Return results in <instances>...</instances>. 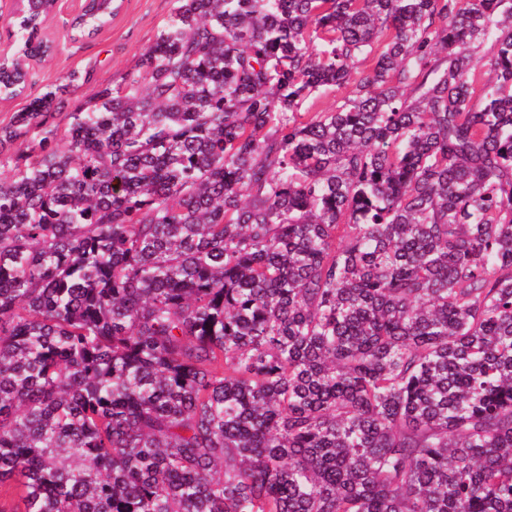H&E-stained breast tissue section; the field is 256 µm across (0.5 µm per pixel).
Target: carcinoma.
I'll return each mask as SVG.
<instances>
[{
    "instance_id": "1",
    "label": "carcinoma",
    "mask_w": 512,
    "mask_h": 512,
    "mask_svg": "<svg viewBox=\"0 0 512 512\" xmlns=\"http://www.w3.org/2000/svg\"><path fill=\"white\" fill-rule=\"evenodd\" d=\"M176 2L63 134L74 74L0 127V494L512 512V0ZM351 87H324L310 95L302 104V112H326L347 96Z\"/></svg>"
}]
</instances>
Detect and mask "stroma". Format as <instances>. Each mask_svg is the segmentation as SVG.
Listing matches in <instances>:
<instances>
[{"mask_svg": "<svg viewBox=\"0 0 512 512\" xmlns=\"http://www.w3.org/2000/svg\"><path fill=\"white\" fill-rule=\"evenodd\" d=\"M111 21L96 35L77 42L65 39L70 20L82 0H59L44 24V37L53 40L54 51L44 61L31 65L32 84L12 100H0V126L7 125L46 87L64 83L70 73L78 81L54 108L52 122L66 127L69 112L86 104L101 88L116 87L142 68V55L172 18L176 0H119Z\"/></svg>", "mask_w": 512, "mask_h": 512, "instance_id": "stroma-1", "label": "stroma"}]
</instances>
